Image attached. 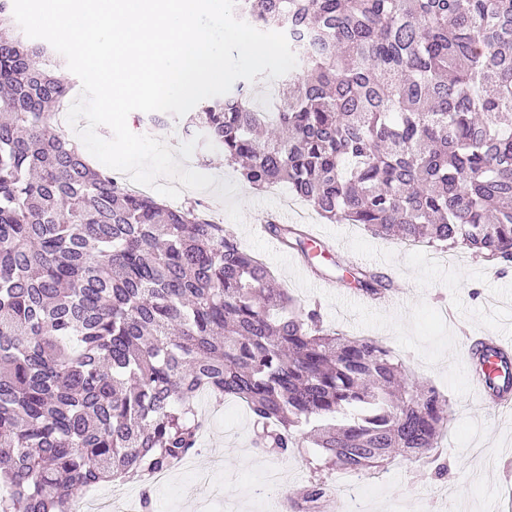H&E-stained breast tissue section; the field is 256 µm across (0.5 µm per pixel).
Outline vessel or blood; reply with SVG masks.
<instances>
[{
  "label": "vessel or blood",
  "instance_id": "b4317fda",
  "mask_svg": "<svg viewBox=\"0 0 512 512\" xmlns=\"http://www.w3.org/2000/svg\"><path fill=\"white\" fill-rule=\"evenodd\" d=\"M481 366L469 375L479 401L494 411L512 409V354L502 343L483 339L476 347Z\"/></svg>",
  "mask_w": 512,
  "mask_h": 512
}]
</instances>
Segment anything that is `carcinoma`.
Returning a JSON list of instances; mask_svg holds the SVG:
<instances>
[{
    "mask_svg": "<svg viewBox=\"0 0 512 512\" xmlns=\"http://www.w3.org/2000/svg\"><path fill=\"white\" fill-rule=\"evenodd\" d=\"M299 69L268 110L240 83L186 119L256 189L331 222L512 261V0H237ZM0 0V512H70L194 454L197 399L248 407L255 444L328 469L423 459L448 398L378 341L323 325L196 206L131 193L50 128L70 83ZM310 257L295 224H267ZM369 297L392 286L337 266ZM318 480L301 491L311 512Z\"/></svg>",
    "mask_w": 512,
    "mask_h": 512,
    "instance_id": "cac0c4a2",
    "label": "carcinoma"
}]
</instances>
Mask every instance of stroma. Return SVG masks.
I'll list each match as a JSON object with an SVG mask.
<instances>
[{"label":"stroma","instance_id":"stroma-1","mask_svg":"<svg viewBox=\"0 0 512 512\" xmlns=\"http://www.w3.org/2000/svg\"><path fill=\"white\" fill-rule=\"evenodd\" d=\"M194 153L190 168L235 182L243 222H232L210 191L183 190L179 204L202 203L295 298L318 304L325 325L378 340L416 379L448 396L441 442L448 472L440 476L431 464L399 456L376 475L343 473L325 468L312 448L285 456L264 451L252 443L247 407L227 400L220 416L207 421L205 449L174 468L171 486L152 485V512H194L203 500L210 512H298L297 493L318 479L332 486L335 501L319 512H501L512 497V413L494 415L480 404L468 384V350L482 336L512 340V273L488 268L461 247L444 253L371 235L359 224L317 218L311 225L337 241L334 253L318 252L308 262L275 251L270 235L256 232L255 224L283 213L296 218L305 203L284 185L251 189L215 149L199 146ZM307 262L330 272L339 263L364 262L391 279L393 288L377 302L340 282L319 288L298 271Z\"/></svg>","mask_w":512,"mask_h":512}]
</instances>
